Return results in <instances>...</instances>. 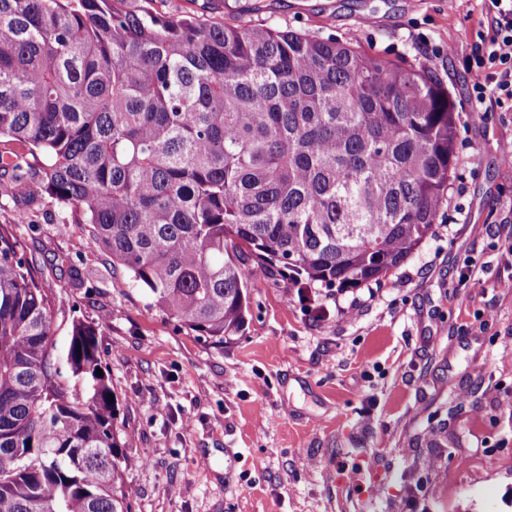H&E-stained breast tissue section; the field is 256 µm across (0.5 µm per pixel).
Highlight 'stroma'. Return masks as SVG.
I'll return each instance as SVG.
<instances>
[{
	"instance_id": "35a3bbf8",
	"label": "stroma",
	"mask_w": 512,
	"mask_h": 512,
	"mask_svg": "<svg viewBox=\"0 0 512 512\" xmlns=\"http://www.w3.org/2000/svg\"><path fill=\"white\" fill-rule=\"evenodd\" d=\"M426 62L457 107L459 164L434 233L379 281L336 292L251 277L244 331L211 348L90 252L82 211L40 185L41 156L0 177L11 225L54 296V341L94 324L143 457L131 512H512V112H475L469 57L489 0H157ZM472 265L473 277L459 273ZM355 476L344 484L336 471ZM378 494L367 497V471Z\"/></svg>"
}]
</instances>
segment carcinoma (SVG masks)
I'll use <instances>...</instances> for the list:
<instances>
[{"label": "carcinoma", "mask_w": 512, "mask_h": 512, "mask_svg": "<svg viewBox=\"0 0 512 512\" xmlns=\"http://www.w3.org/2000/svg\"><path fill=\"white\" fill-rule=\"evenodd\" d=\"M122 4L0 0V138L182 327L221 350L244 330L245 255L339 293L432 235L458 115L429 67ZM49 289L0 225V512H131L97 328L56 350Z\"/></svg>", "instance_id": "carcinoma-1"}]
</instances>
